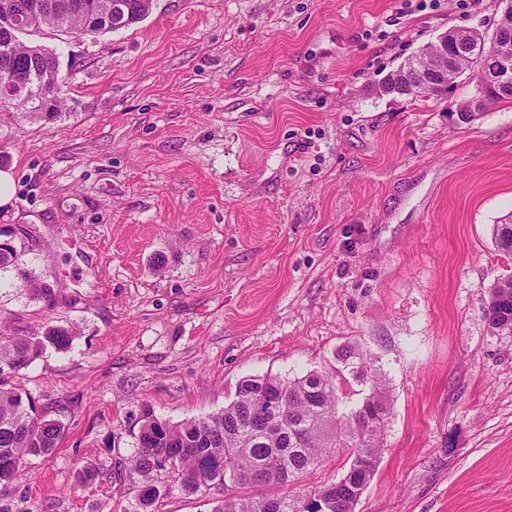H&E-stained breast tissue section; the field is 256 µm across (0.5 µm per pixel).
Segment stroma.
<instances>
[{"label": "stroma", "mask_w": 512, "mask_h": 512, "mask_svg": "<svg viewBox=\"0 0 512 512\" xmlns=\"http://www.w3.org/2000/svg\"><path fill=\"white\" fill-rule=\"evenodd\" d=\"M153 0L105 34L45 29L62 116L0 112L14 199L54 305L0 288V326L73 330L13 382L60 419L54 451L0 486L9 512H132L114 480L143 405L172 423L237 383L339 368L359 346L390 419L354 512H512V334L489 289L512 276V105L457 120L382 80L453 29L491 35L495 0ZM97 479L78 486L84 463Z\"/></svg>", "instance_id": "35a3bbf8"}]
</instances>
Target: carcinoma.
I'll list each match as a JSON object with an SVG mask.
<instances>
[{"label": "carcinoma", "instance_id": "carcinoma-1", "mask_svg": "<svg viewBox=\"0 0 512 512\" xmlns=\"http://www.w3.org/2000/svg\"><path fill=\"white\" fill-rule=\"evenodd\" d=\"M84 6L63 15L46 9L35 17L34 30L55 29L70 34H99L131 27L148 15L141 0H82ZM112 4V24H100L94 15L100 6ZM451 42H469L476 51L448 60V86L464 72L492 70L503 43L485 45L482 33L469 29L448 31ZM56 54L42 45L11 42L0 28V69L7 68L28 83L25 91L0 100V111L25 109L44 121L61 116L63 97L53 94L54 85L67 88L58 73ZM512 92L487 89L476 110L464 102L458 109L461 123L473 121L499 103H511ZM492 238L497 249L512 255V224H495ZM31 248L14 241L0 246V273H11L10 285L24 289L34 300L52 302L56 291L44 274L36 273L27 260ZM489 327L512 333V276L490 287L485 313ZM73 332L47 325L38 336H10L0 332V484L20 479L28 461L53 451L63 436L59 419L38 412L30 398L10 385L19 371L27 368L52 347L68 349ZM341 360L358 382L371 383L362 402L341 411L339 372H309L294 379L278 376L248 378L239 382L233 400L220 411L203 418L170 423L158 418L150 406L142 408L134 454L114 463V474L127 472L138 477L141 489L134 512H156L159 499L169 491L160 476L169 474L189 493L217 489L222 497L211 512H310L306 497L290 494L335 449L348 452V467L339 480L315 490L326 503V512H354L360 493L379 462L390 416L385 397L386 378L372 358L354 346ZM280 401L267 428L252 417L259 399Z\"/></svg>", "mask_w": 512, "mask_h": 512}]
</instances>
